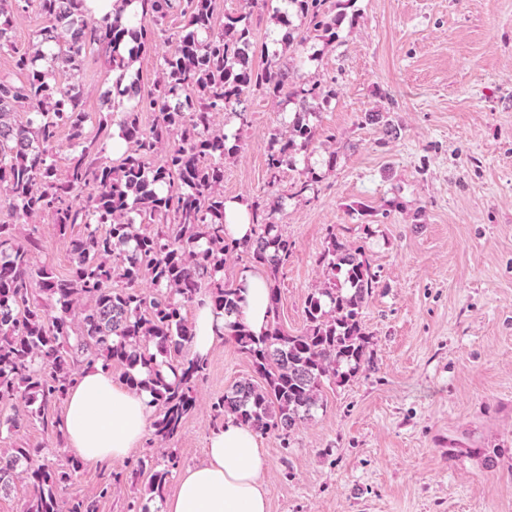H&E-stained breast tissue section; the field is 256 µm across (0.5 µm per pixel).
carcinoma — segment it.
Returning <instances> with one entry per match:
<instances>
[{"label":"carcinoma","instance_id":"1","mask_svg":"<svg viewBox=\"0 0 512 512\" xmlns=\"http://www.w3.org/2000/svg\"><path fill=\"white\" fill-rule=\"evenodd\" d=\"M274 18L286 28L273 51L262 46V66L249 57L251 14H224L216 23L214 0H115L112 12L92 15L87 0H0V52L8 51L15 81L0 77V206L12 222L0 223V412L10 409L8 429L21 428L19 404L45 415L66 400L85 366H125L122 382L149 392L156 460L127 466L133 490L144 484L148 500L163 498L178 456L164 444L177 437L196 405L208 361L187 353L193 340L186 308L202 295L222 317L239 311L243 284L224 278L226 257L244 253L248 272L270 282L269 321L255 332L240 321L224 335L251 363L254 378L236 383L211 403L217 419L234 420L260 435L288 444L290 433L320 407L325 384H342L370 365L369 334L362 315L379 288V274L364 247L328 232L316 257L331 277L310 293L304 326L283 328L276 275L292 255V242L276 223L277 209L252 211V236L234 239L224 229V160L236 155L240 133L228 135L217 118L230 112L248 123L245 96L261 93L295 101L299 111L269 138L268 186L297 165L316 136L309 101L326 104L335 90L319 81L298 84L281 56L293 47L291 18L307 24V36L336 41L347 0H279ZM182 29L174 50L162 57L153 90L140 92L133 63L158 39L174 8ZM37 12L42 26L30 48L10 39L15 16ZM101 47L114 77L119 112L93 121L79 82L87 54ZM25 119H16L17 113ZM154 115L150 126L143 115ZM118 116L125 149L108 154L109 128ZM65 130L68 154L58 165V135ZM307 169L294 194L316 191ZM48 218L69 240L73 267L67 277L36 266L43 242L37 229L18 226ZM84 231L74 235L77 226ZM148 279L152 289L141 288ZM40 448H0V494L17 482L29 496L23 512H97V501L65 497L82 467L40 460Z\"/></svg>","mask_w":512,"mask_h":512}]
</instances>
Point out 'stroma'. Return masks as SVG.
<instances>
[{
    "label": "stroma",
    "mask_w": 512,
    "mask_h": 512,
    "mask_svg": "<svg viewBox=\"0 0 512 512\" xmlns=\"http://www.w3.org/2000/svg\"><path fill=\"white\" fill-rule=\"evenodd\" d=\"M241 11L255 44L280 39L260 0L215 2L216 18ZM296 52L308 59L299 82L336 91L310 118L316 140L269 188L268 141L292 107L248 96L247 125L217 120L241 135L224 164V197L263 207L282 199L277 221L293 243L277 275L288 332L302 329L308 295L328 279L315 262L328 230L364 243L381 283L363 309L370 366L325 388L289 447L261 438L268 512H512V0H352L334 43ZM104 59L95 52L81 76L92 113L112 88ZM377 111L393 137L363 123ZM306 168L319 192L294 196ZM208 361L172 443L184 468L205 459L211 401L253 376L228 340ZM62 411L53 406L12 435L0 429V448H45L66 464L54 425ZM124 468L83 464L66 494L97 501L98 512H128L140 491L118 485L98 496Z\"/></svg>",
    "instance_id": "stroma-1"
}]
</instances>
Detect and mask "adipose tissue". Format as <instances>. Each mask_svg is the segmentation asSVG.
<instances>
[{"instance_id": "obj_1", "label": "adipose tissue", "mask_w": 512, "mask_h": 512, "mask_svg": "<svg viewBox=\"0 0 512 512\" xmlns=\"http://www.w3.org/2000/svg\"><path fill=\"white\" fill-rule=\"evenodd\" d=\"M244 300L237 318L253 331L268 319L269 283L264 274L244 279ZM192 354L210 353L224 331L208 301H197L192 319ZM148 392L117 384L101 366L84 369L61 416L70 452L96 464L126 460L139 447L150 425ZM267 461L258 435L248 426L225 420L207 438L206 459L186 468L175 493L157 512H268V491L260 479Z\"/></svg>"}]
</instances>
